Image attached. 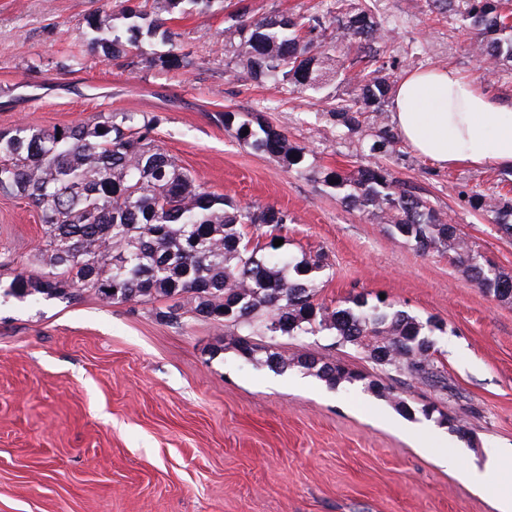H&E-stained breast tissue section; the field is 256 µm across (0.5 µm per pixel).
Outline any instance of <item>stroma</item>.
<instances>
[{
    "instance_id": "stroma-1",
    "label": "stroma",
    "mask_w": 512,
    "mask_h": 512,
    "mask_svg": "<svg viewBox=\"0 0 512 512\" xmlns=\"http://www.w3.org/2000/svg\"><path fill=\"white\" fill-rule=\"evenodd\" d=\"M236 0L169 23L185 69L163 68L168 48L143 43L134 65L93 56L88 16L123 0H0V130L78 124L108 112L156 117L154 137L197 181L240 204L288 210L290 252L322 251L319 295L384 294L444 331L434 363L446 388L384 372L327 336L276 339L297 358H340L394 388L413 407L358 382L328 386L299 368L275 373L218 347L223 328L195 318L160 323V301L113 304L0 294V512H498L492 499L438 463L512 451V302L476 288L447 255H421L386 225L346 208L314 172L363 160L322 102L226 67L224 26ZM395 78L450 66L512 111V71L484 76L454 18L429 0H379ZM81 65H74V58ZM227 111L259 114L306 147L298 175L224 128ZM387 167L458 224L482 260L512 275V237L458 197L507 190L504 173L442 167L401 144ZM43 243L39 211L0 195V283L32 275ZM432 402L467 421L465 442L425 418Z\"/></svg>"
}]
</instances>
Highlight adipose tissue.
Segmentation results:
<instances>
[{
  "mask_svg": "<svg viewBox=\"0 0 512 512\" xmlns=\"http://www.w3.org/2000/svg\"><path fill=\"white\" fill-rule=\"evenodd\" d=\"M391 111L401 137L439 165L512 169V113L501 111L482 86L454 68L407 72ZM507 463L499 456L462 471L464 480L495 496L500 512H512V490L494 483Z\"/></svg>",
  "mask_w": 512,
  "mask_h": 512,
  "instance_id": "1",
  "label": "adipose tissue"
}]
</instances>
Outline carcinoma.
<instances>
[{"mask_svg": "<svg viewBox=\"0 0 512 512\" xmlns=\"http://www.w3.org/2000/svg\"><path fill=\"white\" fill-rule=\"evenodd\" d=\"M334 2L322 15L277 11L257 20L240 7L224 26L225 66H242L256 80L273 79L301 95L336 81L354 85L349 97L328 100L327 112L340 136L356 142L370 162L354 172L324 169L319 180L342 204L387 225L395 239L421 254H448L483 293L512 302V293L501 292L512 289V275L476 260L473 245L447 214L381 163L400 154V136L387 113L394 87L393 63L386 60L389 37L373 0ZM211 3L141 0L123 7L119 25L88 17L82 36L90 53L104 59H132L143 39L158 38L171 47L160 64L185 68L192 60L173 50L176 33L166 21L189 10L204 14ZM507 4L431 0L433 12L454 16L474 35L470 54L497 71L512 70ZM156 122L136 112H111L51 130L0 131V193L27 199L40 211L39 254L47 267L39 276L15 272L3 294L72 299L92 291L112 303L164 298L172 304L157 312L160 321L173 325L190 315L220 325L244 358L276 372L300 367L331 386L366 381L344 363L290 359L254 341L324 333L340 347L361 349L379 366L446 388L433 361L432 336L441 326L378 295L358 293L336 305L319 299L328 267L324 255L292 254L274 245L293 223L288 211L237 204L196 182L152 137ZM224 128L288 170L307 171L306 149L272 123L226 111ZM467 203L512 237V197L475 190ZM249 228L257 237L248 236ZM367 389L412 414L402 394L372 380ZM421 412L472 442L465 420L434 405Z\"/></svg>", "mask_w": 512, "mask_h": 512, "instance_id": "obj_1", "label": "carcinoma"}]
</instances>
